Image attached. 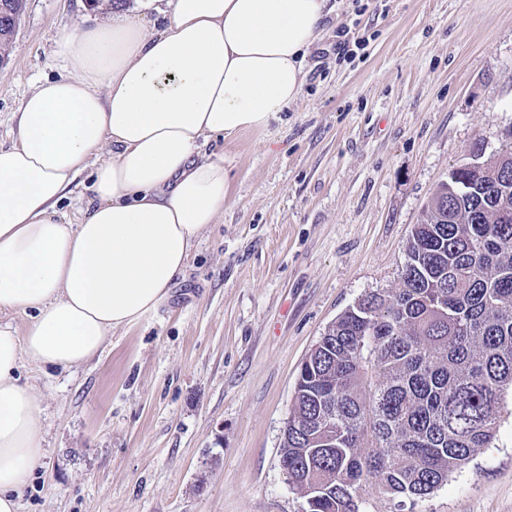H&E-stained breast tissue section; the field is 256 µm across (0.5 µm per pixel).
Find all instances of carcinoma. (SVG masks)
<instances>
[{"label": "carcinoma", "mask_w": 512, "mask_h": 512, "mask_svg": "<svg viewBox=\"0 0 512 512\" xmlns=\"http://www.w3.org/2000/svg\"><path fill=\"white\" fill-rule=\"evenodd\" d=\"M26 4L0 0L15 18L0 58ZM406 254L402 288L346 309L300 370L280 463L306 512H358L373 472L400 509L496 433L512 387V151L493 171L453 168Z\"/></svg>", "instance_id": "cac0c4a2"}]
</instances>
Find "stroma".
Masks as SVG:
<instances>
[{"mask_svg":"<svg viewBox=\"0 0 512 512\" xmlns=\"http://www.w3.org/2000/svg\"><path fill=\"white\" fill-rule=\"evenodd\" d=\"M143 0H28L0 65V144L60 29ZM364 44L336 53L337 32ZM512 140V0H337L301 98L211 139L228 173L167 300L71 369L24 365L44 457L22 512H304L280 465L301 363L337 317L401 288L406 245L449 169ZM496 437L403 512H512V396Z\"/></svg>","mask_w":512,"mask_h":512,"instance_id":"1","label":"stroma"}]
</instances>
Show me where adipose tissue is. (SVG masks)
Here are the masks:
<instances>
[{"instance_id":"obj_1","label":"adipose tissue","mask_w":512,"mask_h":512,"mask_svg":"<svg viewBox=\"0 0 512 512\" xmlns=\"http://www.w3.org/2000/svg\"><path fill=\"white\" fill-rule=\"evenodd\" d=\"M328 0H167L158 22L60 30L70 75L34 85L0 145V512L40 465L23 362L69 368L167 298L224 212L212 137L266 128L303 91ZM90 172L78 223L59 209ZM31 312L26 330L6 314Z\"/></svg>"}]
</instances>
